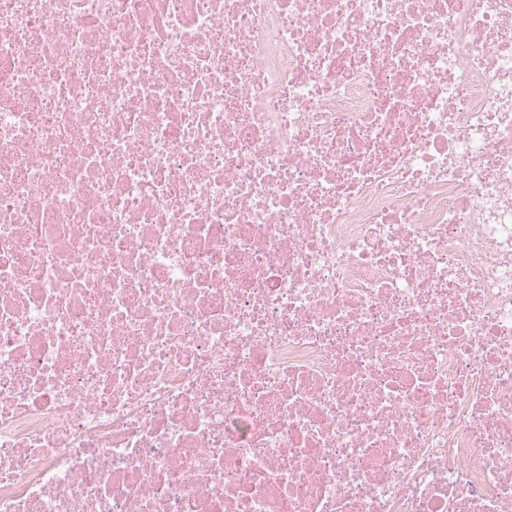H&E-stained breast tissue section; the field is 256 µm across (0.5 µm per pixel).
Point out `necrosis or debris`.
<instances>
[{
  "instance_id": "obj_1",
  "label": "necrosis or debris",
  "mask_w": 512,
  "mask_h": 512,
  "mask_svg": "<svg viewBox=\"0 0 512 512\" xmlns=\"http://www.w3.org/2000/svg\"><path fill=\"white\" fill-rule=\"evenodd\" d=\"M0 512H512V0H0Z\"/></svg>"
}]
</instances>
